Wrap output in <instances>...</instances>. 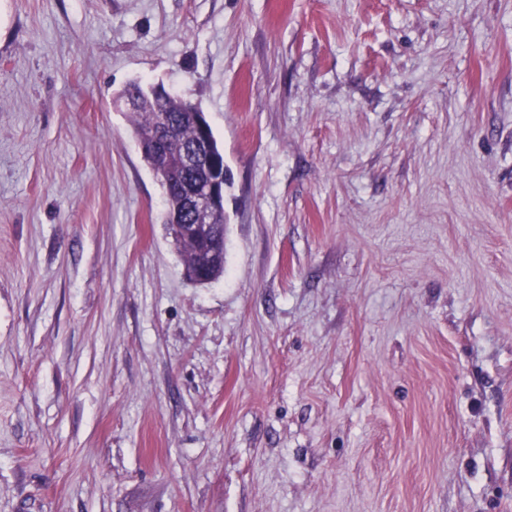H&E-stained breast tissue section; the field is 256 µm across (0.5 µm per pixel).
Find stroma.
Wrapping results in <instances>:
<instances>
[{
    "mask_svg": "<svg viewBox=\"0 0 512 512\" xmlns=\"http://www.w3.org/2000/svg\"><path fill=\"white\" fill-rule=\"evenodd\" d=\"M0 512H512V0H0ZM153 86L144 87L140 83H131L119 93V99H127L128 108H135L138 101L142 100V106L132 110L135 114L133 134L139 143L142 135L150 132L153 127H158L161 119V112H164L170 125L175 124L181 138L192 143L198 134L196 123L197 112L201 110L199 104L184 97L173 95L163 86H155V95L163 98L172 96L163 103L152 104L148 101ZM134 97V98H132ZM202 111V110H201ZM203 112V111H202ZM203 136L192 144H182L175 150L173 146L177 139L172 131L166 128L159 129L151 140V150L156 156L172 157L177 163L189 170H198L206 174L204 185L185 186L184 205L194 224H173L174 227L186 237L197 239L212 238L210 214L216 210H224V167L221 168L213 155L208 152L210 142L213 152L217 158L222 160L224 150L219 146L212 128H209L210 141L206 137V126L199 121ZM155 177L157 178L165 198L166 202V224H170V216L174 211L180 209L181 193L179 190L183 189V185L186 183H197L201 181V177L195 175L192 172H187L183 176H179L176 173H170L164 168H151Z\"/></svg>",
    "mask_w": 512,
    "mask_h": 512,
    "instance_id": "35a3bbf8",
    "label": "stroma"
}]
</instances>
